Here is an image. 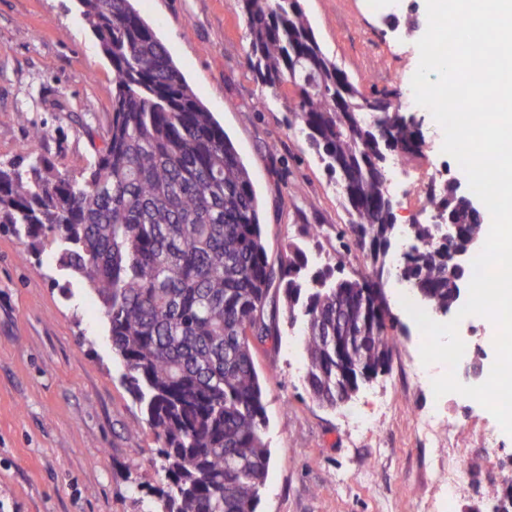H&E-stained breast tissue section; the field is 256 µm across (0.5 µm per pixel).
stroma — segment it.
Segmentation results:
<instances>
[{
  "label": "stroma",
  "instance_id": "stroma-1",
  "mask_svg": "<svg viewBox=\"0 0 512 512\" xmlns=\"http://www.w3.org/2000/svg\"><path fill=\"white\" fill-rule=\"evenodd\" d=\"M175 64L223 126L257 194L270 255L288 243L310 257L345 252V275L362 274L359 249L344 250L348 222L339 186L302 138L286 126L284 100H265L248 64L238 0H133ZM324 53L363 92L406 97L419 64L424 0L411 15L372 11L368 0H301ZM112 67L77 0H0V162L23 150L48 157L75 176L102 147L112 119ZM425 138L410 175H389L395 221L425 224L416 178L447 167L443 131L416 112ZM44 138L33 139L34 130ZM320 228L311 238L306 228ZM400 285L385 282L406 332L397 336L388 371L330 409L304 384L307 354L294 330L276 348L254 351L265 390L271 462L258 512H493L512 492V436L460 394L438 403L430 439L418 422L435 397L415 377L421 340L399 303ZM493 326L463 319L470 363L495 358ZM106 321L89 289L61 271L52 249L31 251L0 226V512H144L147 488L161 485L157 442L147 417L122 382ZM462 469L448 488V459Z\"/></svg>",
  "mask_w": 512,
  "mask_h": 512
}]
</instances>
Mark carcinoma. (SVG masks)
Returning a JSON list of instances; mask_svg holds the SVG:
<instances>
[{
    "instance_id": "1",
    "label": "carcinoma",
    "mask_w": 512,
    "mask_h": 512,
    "mask_svg": "<svg viewBox=\"0 0 512 512\" xmlns=\"http://www.w3.org/2000/svg\"><path fill=\"white\" fill-rule=\"evenodd\" d=\"M249 68L272 99L294 87L287 127L298 132L332 180L349 215L344 233L367 251L362 280L338 278L343 258L310 268L292 242L269 258L249 171L224 128L186 82L131 0H79L112 66V120L104 146L78 177L47 157L0 162V224L50 246L62 270L81 277L108 325L112 353L154 431L165 483L153 512H257L270 464L256 349L302 323L313 399H351L336 383V338L352 344L357 372L391 353L398 322L375 317L390 301L389 273L431 311L454 300L450 248L430 224H413L416 256L387 266L395 241L385 162L371 143L397 134L418 156L424 137L389 93L382 111L322 51L300 0H238ZM341 98L346 111L334 106ZM428 202L479 245L482 212L451 190Z\"/></svg>"
}]
</instances>
